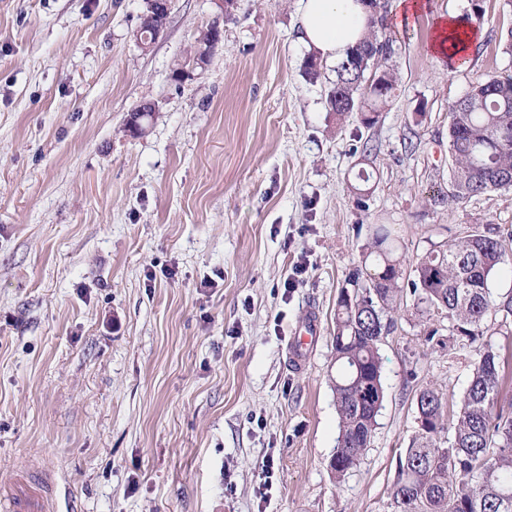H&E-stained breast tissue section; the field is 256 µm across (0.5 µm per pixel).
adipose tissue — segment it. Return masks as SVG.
I'll use <instances>...</instances> for the list:
<instances>
[{
  "label": "adipose tissue",
  "instance_id": "1",
  "mask_svg": "<svg viewBox=\"0 0 512 512\" xmlns=\"http://www.w3.org/2000/svg\"><path fill=\"white\" fill-rule=\"evenodd\" d=\"M368 18L361 0H300L298 39L321 59L335 62L363 40ZM478 39L476 28L450 14L438 18L427 46L438 58L460 67Z\"/></svg>",
  "mask_w": 512,
  "mask_h": 512
}]
</instances>
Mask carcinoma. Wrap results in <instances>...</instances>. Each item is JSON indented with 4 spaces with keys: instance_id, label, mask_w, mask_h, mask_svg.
<instances>
[{
    "instance_id": "carcinoma-1",
    "label": "carcinoma",
    "mask_w": 512,
    "mask_h": 512,
    "mask_svg": "<svg viewBox=\"0 0 512 512\" xmlns=\"http://www.w3.org/2000/svg\"><path fill=\"white\" fill-rule=\"evenodd\" d=\"M381 3L364 40L333 69L329 111L350 112L372 127L392 101L396 77L389 66L394 38ZM452 185L448 200L512 187V76L473 86L449 107ZM361 267L352 271L336 300V413L339 433L330 468L341 477L369 447L384 400L379 345L393 314L411 295L446 313L453 331L471 342L487 335L490 310L512 317V293L491 299L489 277L505 262L501 236L473 227L430 248L409 277L399 247L383 225L371 228ZM505 361L492 348L478 349L468 388L457 409L448 410L436 389L416 395L424 428L399 461L390 488L394 512H512V402L500 397ZM451 432L448 447L438 434Z\"/></svg>"
}]
</instances>
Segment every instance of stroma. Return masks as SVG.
<instances>
[{
	"label": "stroma",
	"instance_id": "obj_1",
	"mask_svg": "<svg viewBox=\"0 0 512 512\" xmlns=\"http://www.w3.org/2000/svg\"><path fill=\"white\" fill-rule=\"evenodd\" d=\"M425 2L395 33L397 96L367 128L306 77L300 0H237L229 16L173 0L147 50L145 0H0V491L25 471L53 486L55 512H393L417 392L459 401L478 346L404 297L370 446L334 477L336 299L368 225H387L408 269L494 229L507 261L488 286L512 292V188L446 200L448 108L512 75V0H484L462 68L426 42L471 0ZM215 22L224 39L195 64ZM362 169L361 206L348 186ZM311 315L298 369L288 349Z\"/></svg>",
	"mask_w": 512,
	"mask_h": 512
}]
</instances>
